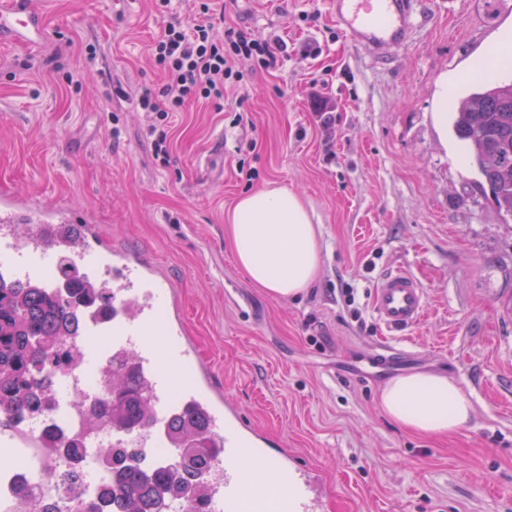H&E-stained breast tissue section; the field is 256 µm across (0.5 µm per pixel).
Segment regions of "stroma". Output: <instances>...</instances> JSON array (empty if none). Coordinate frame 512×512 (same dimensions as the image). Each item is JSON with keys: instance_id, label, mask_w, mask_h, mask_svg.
Segmentation results:
<instances>
[{"instance_id": "obj_1", "label": "stroma", "mask_w": 512, "mask_h": 512, "mask_svg": "<svg viewBox=\"0 0 512 512\" xmlns=\"http://www.w3.org/2000/svg\"><path fill=\"white\" fill-rule=\"evenodd\" d=\"M52 37L0 42V196L96 225L164 270L197 353L243 424L320 470L324 512H512V217L495 205L446 99L512 39V0H419L421 31L392 56L352 46L324 0H215L226 21L288 40L221 103L174 113L168 161L135 100L159 90L153 0H34ZM335 120L315 122L311 80ZM285 183L321 230L319 275L278 300L238 265L224 215ZM405 269L427 311L402 336L371 309ZM354 304H346V293ZM447 373L473 414L444 438L385 414L392 378Z\"/></svg>"}]
</instances>
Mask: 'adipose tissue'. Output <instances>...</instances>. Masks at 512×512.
I'll return each mask as SVG.
<instances>
[{
    "mask_svg": "<svg viewBox=\"0 0 512 512\" xmlns=\"http://www.w3.org/2000/svg\"><path fill=\"white\" fill-rule=\"evenodd\" d=\"M227 222L239 266L272 297H296L316 281L320 229L302 197L288 185L243 195ZM381 401L394 423L428 436L459 430L472 416L470 400L444 373L393 378L384 386Z\"/></svg>",
    "mask_w": 512,
    "mask_h": 512,
    "instance_id": "obj_1",
    "label": "adipose tissue"
}]
</instances>
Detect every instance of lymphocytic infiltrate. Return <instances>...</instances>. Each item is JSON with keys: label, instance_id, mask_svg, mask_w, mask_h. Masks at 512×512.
<instances>
[{"label": "lymphocytic infiltrate", "instance_id": "obj_1", "mask_svg": "<svg viewBox=\"0 0 512 512\" xmlns=\"http://www.w3.org/2000/svg\"><path fill=\"white\" fill-rule=\"evenodd\" d=\"M170 2L155 0L168 21L150 46L164 83L159 91L146 90L138 97L139 108L159 120L190 101L223 99L226 86L241 84L255 69L276 68L287 49L282 39L259 38L243 26L216 33L217 16L208 0H201L188 19L172 14Z\"/></svg>", "mask_w": 512, "mask_h": 512}]
</instances>
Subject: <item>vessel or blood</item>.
Here are the masks:
<instances>
[{
  "label": "vessel or blood",
  "mask_w": 512,
  "mask_h": 512,
  "mask_svg": "<svg viewBox=\"0 0 512 512\" xmlns=\"http://www.w3.org/2000/svg\"><path fill=\"white\" fill-rule=\"evenodd\" d=\"M32 0H0V42L19 40L39 47L49 37ZM328 12L358 49L377 56L394 53L409 42L422 21L416 0H326ZM43 210L27 204L0 203V279L33 278L40 257L49 253L46 243L19 238L20 222L46 223ZM77 267L96 264L112 296V317L90 318V332L110 334L115 348L134 354L141 375L149 384L156 418L149 428V442L165 437L174 413L203 408L218 452L208 474L210 492L207 512H321L325 489L319 477L296 467L284 448L273 447L261 433L237 424L234 409L223 398L210 396L205 388L176 390L171 369L158 359L159 350H170L182 363L196 359L194 347L182 342L181 322L156 323L157 310L172 299L173 285L152 261L105 245L96 230H89L83 246L71 251ZM379 325L391 335L402 333L422 320L427 297L420 280L398 270L382 277L371 298ZM267 462L289 480L288 488L270 493L266 486L245 494L241 468L246 463Z\"/></svg>",
  "instance_id": "obj_1"
}]
</instances>
